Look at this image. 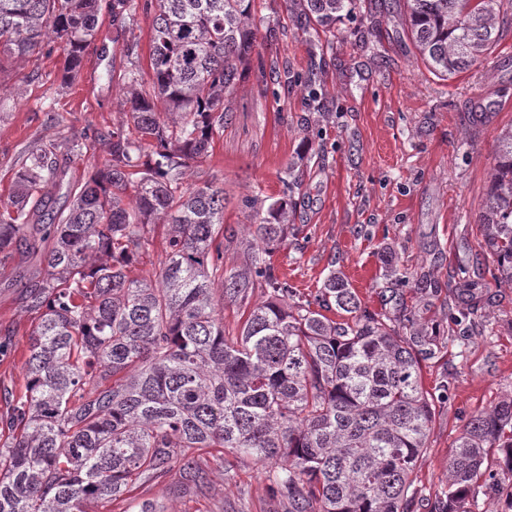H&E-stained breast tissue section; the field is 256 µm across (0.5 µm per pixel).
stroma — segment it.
I'll return each mask as SVG.
<instances>
[{
    "label": "stroma",
    "mask_w": 512,
    "mask_h": 512,
    "mask_svg": "<svg viewBox=\"0 0 512 512\" xmlns=\"http://www.w3.org/2000/svg\"><path fill=\"white\" fill-rule=\"evenodd\" d=\"M130 2L116 17L112 0H101L95 40L68 88L57 51L0 68V197L33 150L80 140L89 126L129 123L122 87L133 69L142 84L151 81L153 24L144 0ZM403 11L402 0H360L317 33L301 28L288 0H254L257 46L231 96L232 118L193 177L223 180L224 226L235 230L251 219L249 198L278 195L286 163L304 154L292 231L273 257L278 274L311 301L337 271L373 313L384 310L383 290L399 288L449 333L442 357L423 372L434 419L409 512H430L469 420L512 393V286L496 285L479 224L496 138L512 125V31L486 62L447 80L417 55L399 23ZM370 27L377 38L361 44ZM80 142L62 184L44 190L50 216L67 209L69 188L107 156L105 141ZM39 279L26 248L0 257V416L9 395L25 390ZM468 285L479 293L478 315L458 324L449 297ZM195 456L210 472L208 492L180 490L174 472L138 485L132 499L91 502L85 512H129L135 499L160 512H288L260 463L239 460L228 477L223 449Z\"/></svg>",
    "instance_id": "1"
}]
</instances>
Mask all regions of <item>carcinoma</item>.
Segmentation results:
<instances>
[{
  "label": "carcinoma",
  "instance_id": "1",
  "mask_svg": "<svg viewBox=\"0 0 512 512\" xmlns=\"http://www.w3.org/2000/svg\"><path fill=\"white\" fill-rule=\"evenodd\" d=\"M329 29L356 0H291ZM100 0H0V68L62 50L61 83L78 74ZM254 0H148L153 10L151 89L124 88L135 133L108 132L109 158L71 190L59 224L44 223L46 184L63 180L55 146L33 153L0 202V254L25 243L44 276L31 307L23 394L0 425V512H84L176 470L206 491L189 454L222 448L268 467L288 512H404L433 408L422 363L445 338L395 290L390 310L360 307L330 271L317 308L296 300L272 256L288 240L294 175L279 196L250 200L243 263L224 269V187L187 182L230 120L228 96L257 40ZM404 22L429 71L451 78L488 59L512 27V0H404ZM163 226L159 271L136 275ZM480 224L512 285V127L498 139ZM260 288L266 299L249 300ZM242 311L226 335L224 308ZM349 318L340 322L329 312ZM512 477V395L475 415L448 459V489L431 512H465L488 449ZM318 510H312L313 504Z\"/></svg>",
  "mask_w": 512,
  "mask_h": 512
}]
</instances>
